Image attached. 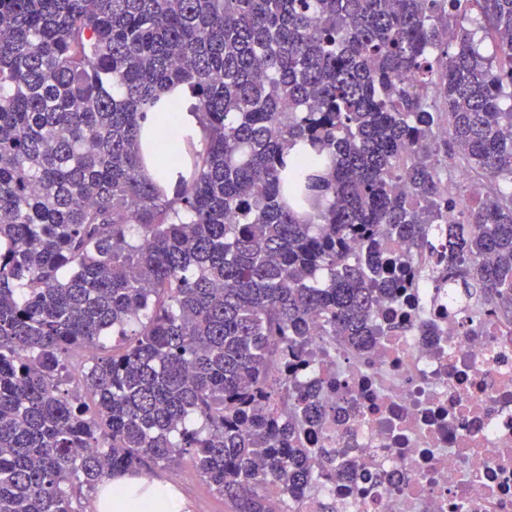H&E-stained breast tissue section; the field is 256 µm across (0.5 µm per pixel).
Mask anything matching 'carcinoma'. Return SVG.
<instances>
[{"instance_id":"1","label":"carcinoma","mask_w":512,"mask_h":512,"mask_svg":"<svg viewBox=\"0 0 512 512\" xmlns=\"http://www.w3.org/2000/svg\"><path fill=\"white\" fill-rule=\"evenodd\" d=\"M178 86L203 154L141 132ZM450 157L493 185L459 224ZM395 237L512 319V0H0V512L189 451L230 512H291L328 408L288 355L380 333ZM85 363V357H71L69 366V379L61 386V389L65 390V392H68L71 398H76L77 402L80 403L87 411V414L92 416L96 412L94 397L83 386L82 383V371Z\"/></svg>"}]
</instances>
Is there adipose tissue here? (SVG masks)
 I'll return each instance as SVG.
<instances>
[{
    "mask_svg": "<svg viewBox=\"0 0 512 512\" xmlns=\"http://www.w3.org/2000/svg\"><path fill=\"white\" fill-rule=\"evenodd\" d=\"M96 512H180L181 505L166 486L137 490L133 479H113L102 488L94 504Z\"/></svg>",
    "mask_w": 512,
    "mask_h": 512,
    "instance_id": "ef3b65f1",
    "label": "adipose tissue"
}]
</instances>
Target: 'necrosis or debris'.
Here are the masks:
<instances>
[{
    "mask_svg": "<svg viewBox=\"0 0 512 512\" xmlns=\"http://www.w3.org/2000/svg\"><path fill=\"white\" fill-rule=\"evenodd\" d=\"M386 255L410 277L376 308L383 330L360 350L314 329L297 378L330 407L304 428L336 449V471L294 512H512V322L435 287L434 254Z\"/></svg>",
    "mask_w": 512,
    "mask_h": 512,
    "instance_id": "4bbe7bcc",
    "label": "necrosis or debris"
}]
</instances>
